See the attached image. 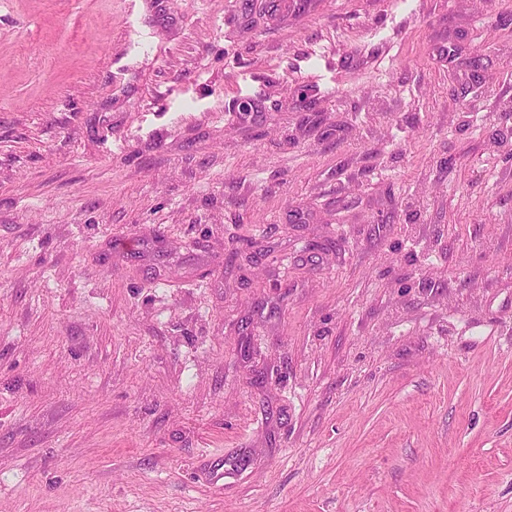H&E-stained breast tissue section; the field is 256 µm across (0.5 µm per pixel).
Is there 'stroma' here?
Returning a JSON list of instances; mask_svg holds the SVG:
<instances>
[{
	"label": "stroma",
	"instance_id": "obj_1",
	"mask_svg": "<svg viewBox=\"0 0 512 512\" xmlns=\"http://www.w3.org/2000/svg\"><path fill=\"white\" fill-rule=\"evenodd\" d=\"M0 512H512V0H0Z\"/></svg>",
	"mask_w": 512,
	"mask_h": 512
}]
</instances>
